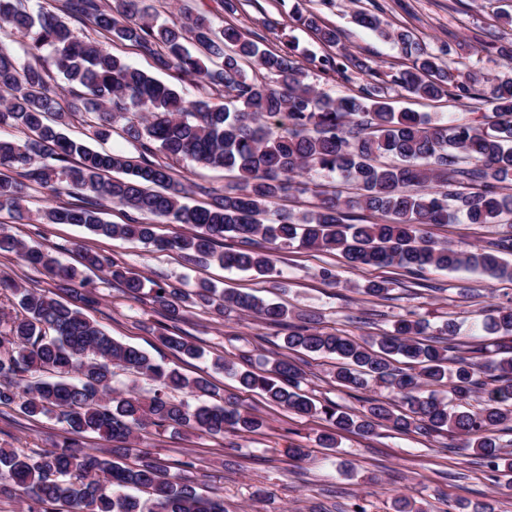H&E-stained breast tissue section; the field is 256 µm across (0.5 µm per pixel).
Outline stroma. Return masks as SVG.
<instances>
[{"label": "stroma", "instance_id": "35a3bbf8", "mask_svg": "<svg viewBox=\"0 0 512 512\" xmlns=\"http://www.w3.org/2000/svg\"><path fill=\"white\" fill-rule=\"evenodd\" d=\"M189 2L209 12L215 26L235 25L263 37L269 49H280V36L285 33L313 54H325L313 33L294 21L291 11L297 6L336 27L342 46L372 69L392 74L405 68L410 59L399 44L354 22V12L365 10L388 27L412 30L429 51L460 72L484 75L482 89L487 93L494 78L507 71L504 59L489 44L495 40L512 43V24L496 17L501 10L512 13V0H332L327 6L322 0H238L231 13L222 10L218 0ZM70 26L80 38L176 87L185 99L224 101L209 89L181 83L173 71L159 69L152 57L130 44L110 41L76 20ZM385 95L396 109L444 114L462 123H482L491 113L482 99L422 100L395 85ZM175 172L189 189V203L196 205L208 202V190L223 189L228 182L224 170L205 168L189 159L180 160ZM0 230L49 251L66 264L79 265L80 251L86 248L110 257L150 284L192 289L209 282L220 289L253 293L288 306L294 323L312 317L320 327L353 336L375 335L410 315L427 320L433 328L454 320L460 336H471L483 310L512 300V279L437 270L418 277L396 266L354 269L337 251L291 246L278 251L274 273L260 276L227 270L213 262L191 263L176 251L95 236L72 224L22 223L5 210L0 211ZM431 232L437 240L473 246L506 234L507 228L461 220L432 227ZM325 268L335 270L336 281L322 280L320 272ZM87 279L97 297L96 304L84 309L88 319L185 376L206 378L217 392L238 393L240 403L263 417L261 430L241 437L212 438L151 427L139 434V447L156 458L168 463L191 458L195 467L189 477L201 492L223 497L227 512H353L358 506L363 512H395V499L400 495L410 497L420 512H446L450 506L456 512H479L486 504L494 512H512V483L495 476L477 456L461 452L457 435L403 434L381 426L369 436L341 434L338 447L330 451L316 441L325 427L320 417L303 418L267 403L259 394L237 392L234 379L215 366V358L234 359L245 351L254 369H262L266 360L283 354L285 328L239 311L220 317L194 308L179 329L201 347L203 355L183 358L162 344L159 334L167 320L150 298H128L100 271L88 273ZM372 280L388 281L385 297L365 294ZM291 357L304 373L302 392L315 402L328 400L347 410H361L362 395L336 384L331 359L303 351L292 352ZM64 435L65 426L56 418L32 420L19 408H0V446L47 449ZM293 448L303 449V456L291 457Z\"/></svg>", "mask_w": 512, "mask_h": 512}]
</instances>
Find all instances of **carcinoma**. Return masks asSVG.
I'll return each instance as SVG.
<instances>
[{
  "label": "carcinoma",
  "instance_id": "carcinoma-1",
  "mask_svg": "<svg viewBox=\"0 0 512 512\" xmlns=\"http://www.w3.org/2000/svg\"><path fill=\"white\" fill-rule=\"evenodd\" d=\"M59 2L56 10L35 18L27 0H0V23L28 39L27 53L35 58L23 63L0 47V127L25 134L23 139L0 138V211L29 219L24 188L30 182L56 195L83 194L78 203L43 211L39 218L49 224L154 242L191 261L216 260L227 269L271 273L277 251L296 243L339 251L353 268L396 265L413 272L468 270L512 278L503 259L512 254V236L461 248L429 233L430 226L454 224L462 215L472 224H500L512 217V194L505 192L512 185L511 77L497 80L489 99L491 121L453 124L394 111L375 83L341 97L318 90L305 81L291 39L272 51L233 25L217 31L206 15L190 10L158 25L141 7L143 0ZM62 13L113 41L130 43L184 82L224 91L227 103L185 101L170 86L78 39ZM355 19L413 57L411 65L391 75L406 92L423 99L480 97L482 75H462L427 51L410 30H386L367 11L357 12ZM296 21L312 29L322 45L337 49L318 58L321 70L378 76L339 48L338 31L318 15L298 11ZM44 47L50 48L45 62L38 55ZM247 64L262 70L263 79H248ZM53 70L85 89L81 105H61ZM82 111L95 115L98 138L132 114L125 133L138 143L137 155L95 150L68 137L63 128ZM390 153L401 164L377 162ZM178 158L223 168L235 173V180L212 191L207 205L190 206L184 203L185 186L175 177ZM311 171L335 174L356 193L325 196L307 211L280 212L263 222L260 216L273 199L292 189L309 190V183L297 176ZM98 199L170 224H189L194 232L158 239L151 224H110L101 217ZM365 211L387 220L366 224ZM226 237L235 245L217 251ZM0 254H14L43 269L71 297L63 301L0 278V293L14 299V314L0 316V407L15 406L32 419L54 414L67 425V437L54 448L33 454L0 448V493L22 490L29 500L27 512H226L223 499L198 492L192 480L170 473V466L150 452L138 450L132 467L123 459L137 432L149 427H186L222 437L254 433L264 419L237 397L216 393L206 379H190L156 363L88 320L82 306L95 302V295L77 267L4 231ZM81 265L107 270L133 299L143 295V277L97 252L84 250ZM149 293L174 324L187 309L203 308L219 316L234 309L283 325L288 328L286 348L335 356L339 385L383 386L403 408L397 414L392 403L368 397L360 414L334 403L319 407L298 393L302 373L285 355L259 372L247 354L236 362L215 359L239 389L257 391L297 415L321 417L327 422L319 436L321 447H338L342 432L372 434L385 423L429 436L450 431L463 437L461 450H473L491 470L503 467L512 475V456L502 452L497 437L498 427L512 421V342L503 340L512 339V303L493 305L485 314L482 330L502 337L488 345L460 340L451 320L432 334L425 321L401 318L391 331L352 336L326 331L312 319L294 324L288 308L251 293L220 292L208 284L191 292L159 286ZM161 339L185 357L200 356L195 344L168 327ZM116 368L155 388L146 397L115 391ZM445 383L459 402L476 396L480 405L450 409L435 392H425ZM183 391L198 403L176 396ZM88 433L112 441L113 447L95 452L82 447L79 438Z\"/></svg>",
  "mask_w": 512,
  "mask_h": 512
}]
</instances>
